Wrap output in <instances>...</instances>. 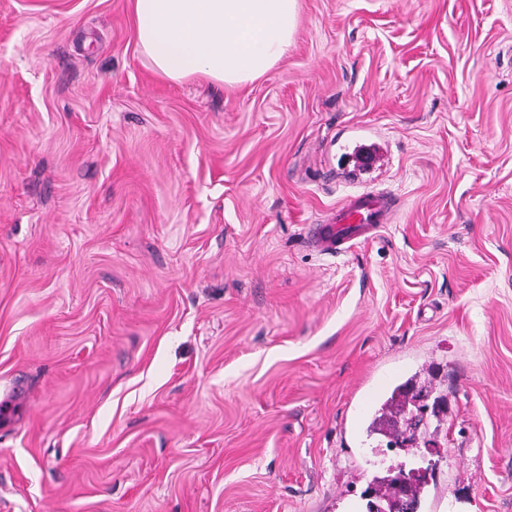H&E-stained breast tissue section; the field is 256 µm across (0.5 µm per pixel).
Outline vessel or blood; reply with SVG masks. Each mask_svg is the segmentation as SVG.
<instances>
[{
    "label": "vessel or blood",
    "instance_id": "obj_1",
    "mask_svg": "<svg viewBox=\"0 0 512 512\" xmlns=\"http://www.w3.org/2000/svg\"><path fill=\"white\" fill-rule=\"evenodd\" d=\"M352 148L350 180L362 181L365 174L384 159L386 145L381 136L370 128L355 131ZM399 200L393 194L371 187L346 196L332 210L324 223L314 225L305 240L314 250L340 257L349 254L360 242L378 235L385 225L398 215Z\"/></svg>",
    "mask_w": 512,
    "mask_h": 512
}]
</instances>
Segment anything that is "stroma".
Instances as JSON below:
<instances>
[{
    "label": "stroma",
    "mask_w": 512,
    "mask_h": 512,
    "mask_svg": "<svg viewBox=\"0 0 512 512\" xmlns=\"http://www.w3.org/2000/svg\"><path fill=\"white\" fill-rule=\"evenodd\" d=\"M131 0H0V512H363L416 378L418 512H512V0H300L240 86L154 75ZM393 153L351 254L323 150ZM399 199L393 194L366 187L348 195L323 224H314L305 236L314 250L332 257L349 254L361 241L374 238L398 215ZM415 387L416 386L409 381L405 382L402 385H399L393 390L391 396L388 397L381 404L380 408L377 411H375L374 418L369 430L370 433L374 430V426L379 420L380 415H383V413L396 402L399 396L402 397V400L399 401L397 405L398 413L404 412L406 409H408V406L412 407L407 410L408 417L405 419V430L399 431L398 429L393 427L389 432L388 437L392 439L387 442V448H394V446H400L403 445L405 442L413 441L415 436L414 432L417 430V428L423 421V414L424 410L426 409V406H418L415 403V395L412 394V391L415 390ZM413 408L415 409V413ZM407 431H411L412 434H410L409 436H405L407 434Z\"/></svg>",
    "instance_id": "stroma-1"
}]
</instances>
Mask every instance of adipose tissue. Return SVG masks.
Returning <instances> with one entry per match:
<instances>
[{
	"instance_id": "ef3b65f1",
	"label": "adipose tissue",
	"mask_w": 512,
	"mask_h": 512,
	"mask_svg": "<svg viewBox=\"0 0 512 512\" xmlns=\"http://www.w3.org/2000/svg\"><path fill=\"white\" fill-rule=\"evenodd\" d=\"M136 40L154 73L183 82H254L286 54L299 0H131Z\"/></svg>"
}]
</instances>
